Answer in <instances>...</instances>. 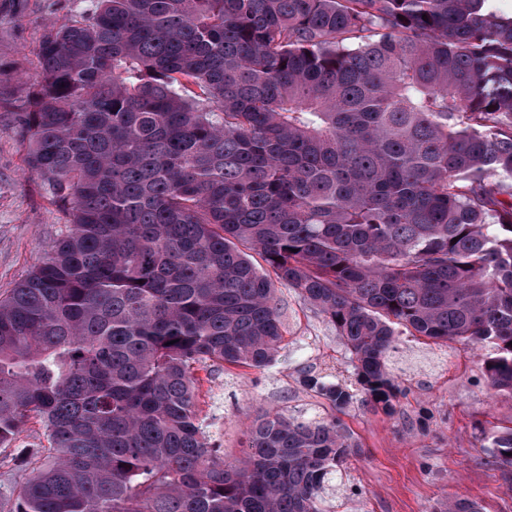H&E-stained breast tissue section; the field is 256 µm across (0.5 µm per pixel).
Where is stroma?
<instances>
[{
	"label": "stroma",
	"mask_w": 512,
	"mask_h": 512,
	"mask_svg": "<svg viewBox=\"0 0 512 512\" xmlns=\"http://www.w3.org/2000/svg\"><path fill=\"white\" fill-rule=\"evenodd\" d=\"M95 0H0V292L39 265L66 230L68 215L26 166L27 146L14 128L25 79L35 78L45 23L80 20ZM286 326L283 347L267 368L200 370L198 414L211 446L240 456L244 433L265 407L312 412L307 374L343 371L335 328L285 286L277 291ZM483 350L404 339L391 366L409 391L396 415L354 402L344 421L361 445L346 474L325 494L327 512H429L440 501L473 499L484 512H512V486L485 465L482 430L512 419V397L489 390ZM28 449V467L48 456L46 429L30 418L13 447L0 448V512H8L24 471L12 464Z\"/></svg>",
	"instance_id": "35a3bbf8"
}]
</instances>
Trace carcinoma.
<instances>
[{"label":"carcinoma","instance_id":"1","mask_svg":"<svg viewBox=\"0 0 512 512\" xmlns=\"http://www.w3.org/2000/svg\"><path fill=\"white\" fill-rule=\"evenodd\" d=\"M495 2L97 0L46 27L18 129L69 221L0 294V448L32 416L50 448L9 512H323L360 447L341 415L407 393L404 336L480 346L512 396ZM281 285L334 326L352 380L308 377L328 412L266 409L226 461L196 371L274 361ZM483 440L511 481L512 420Z\"/></svg>","mask_w":512,"mask_h":512}]
</instances>
